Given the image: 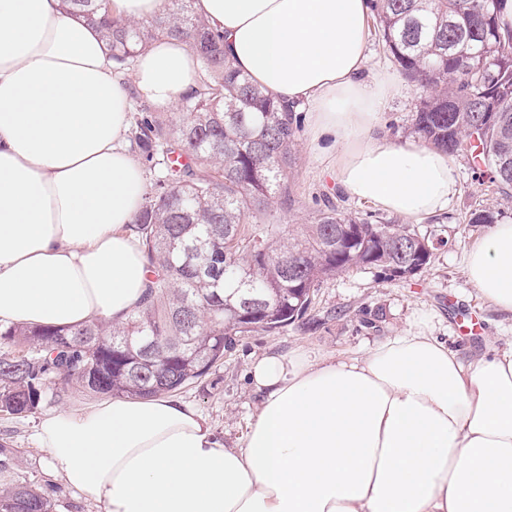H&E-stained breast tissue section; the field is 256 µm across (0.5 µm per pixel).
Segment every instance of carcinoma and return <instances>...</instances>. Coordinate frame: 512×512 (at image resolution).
Masks as SVG:
<instances>
[{
    "mask_svg": "<svg viewBox=\"0 0 512 512\" xmlns=\"http://www.w3.org/2000/svg\"><path fill=\"white\" fill-rule=\"evenodd\" d=\"M66 11L105 27L123 65L137 46L166 36L197 55L203 77L168 124L140 102L132 150L155 173L130 229L150 270L144 304L125 322L65 328L0 325V413L35 412L50 385L145 399L198 382L224 361L235 337L278 333L302 320L316 288L354 267L410 278L434 242L399 224H374L329 205L299 234L249 220L288 203L298 118L240 74L219 36L169 0L143 22L112 15L110 0H64ZM382 39L403 75L423 89L415 130L448 153L469 149L512 186V28L499 0H376ZM493 205L471 224H497ZM50 492L19 475L17 450L0 442V512H54Z\"/></svg>",
    "mask_w": 512,
    "mask_h": 512,
    "instance_id": "obj_1",
    "label": "carcinoma"
}]
</instances>
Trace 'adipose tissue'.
<instances>
[{
  "instance_id": "1",
  "label": "adipose tissue",
  "mask_w": 512,
  "mask_h": 512,
  "mask_svg": "<svg viewBox=\"0 0 512 512\" xmlns=\"http://www.w3.org/2000/svg\"><path fill=\"white\" fill-rule=\"evenodd\" d=\"M235 66L310 114L349 197L407 217L445 212L452 159L375 132L398 90L370 74V0H193ZM117 68L61 0H0V322L116 323L139 307L146 259L129 231L146 172L127 144L132 99L171 109L201 66L161 37ZM512 313V221L466 257ZM258 403L235 447L192 405L116 397L44 415L51 474L101 512H512V350L464 364L408 329L362 357L256 358Z\"/></svg>"
}]
</instances>
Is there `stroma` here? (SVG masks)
<instances>
[{"label":"stroma","instance_id":"stroma-1","mask_svg":"<svg viewBox=\"0 0 512 512\" xmlns=\"http://www.w3.org/2000/svg\"><path fill=\"white\" fill-rule=\"evenodd\" d=\"M370 52V68L392 75L400 87L399 94L381 109L377 131L391 141L403 142L415 135L421 92L403 76L378 36H371ZM299 118L297 160L288 172L291 201L267 213L265 223L295 232L311 223L318 209L332 204L348 213L404 224L419 236L441 237L445 243L435 250L422 272L407 279H387L376 270L354 268L325 280L315 292L305 321L275 335L252 332L236 337L223 366L202 383L178 391V398L193 404L230 447L245 431L257 402L249 380L250 365L270 348L313 358L324 354L359 357L378 340L416 327L444 340L467 363L476 362L491 349H512V314L498 310L482 297L463 264L471 245L491 230L490 225L468 221L471 211L490 201L491 171L474 165L468 153L453 154L459 192L447 213L405 219L344 194L330 175L336 159L328 149V140L314 139L308 113H300ZM99 400L98 394L73 388L60 397L47 394L32 414H0V441L19 448L20 473L41 484L50 479L47 457L36 440V426L43 414L80 410Z\"/></svg>","mask_w":512,"mask_h":512}]
</instances>
